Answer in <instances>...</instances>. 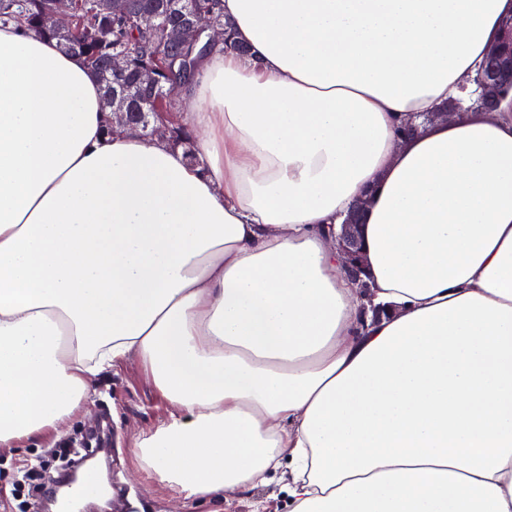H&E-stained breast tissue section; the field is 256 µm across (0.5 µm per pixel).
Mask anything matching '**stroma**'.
<instances>
[{
  "instance_id": "obj_1",
  "label": "stroma",
  "mask_w": 512,
  "mask_h": 512,
  "mask_svg": "<svg viewBox=\"0 0 512 512\" xmlns=\"http://www.w3.org/2000/svg\"><path fill=\"white\" fill-rule=\"evenodd\" d=\"M91 402L63 434L49 432L22 441L18 448H0V512H44L29 502L17 508L11 489L20 467L29 460L48 461L56 448L73 446L98 432L112 450V462L104 466L113 492L108 507L90 503L85 512H289L288 496L280 481H272L256 496L226 501L220 498L178 500L169 489L143 481L137 473L133 450L142 435L165 419L170 403L156 388L143 362L132 357L95 377Z\"/></svg>"
}]
</instances>
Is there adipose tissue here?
<instances>
[{"mask_svg":"<svg viewBox=\"0 0 512 512\" xmlns=\"http://www.w3.org/2000/svg\"><path fill=\"white\" fill-rule=\"evenodd\" d=\"M181 96L200 159L105 132L96 73L0 24V447L137 356L134 454L182 499L512 512V97L470 104L512 0H223ZM368 290L332 232L358 200ZM453 108L452 105H448V109ZM448 109L446 107H443L436 112H427L423 114H417V115H411L408 118L404 120L403 126L400 129V135L402 139L412 137L413 135L417 134L420 127L429 124L434 123L437 121H448V116H450L451 113L454 112H448ZM419 119H422L421 121H418Z\"/></svg>","mask_w":512,"mask_h":512,"instance_id":"ef3b65f1","label":"adipose tissue"}]
</instances>
